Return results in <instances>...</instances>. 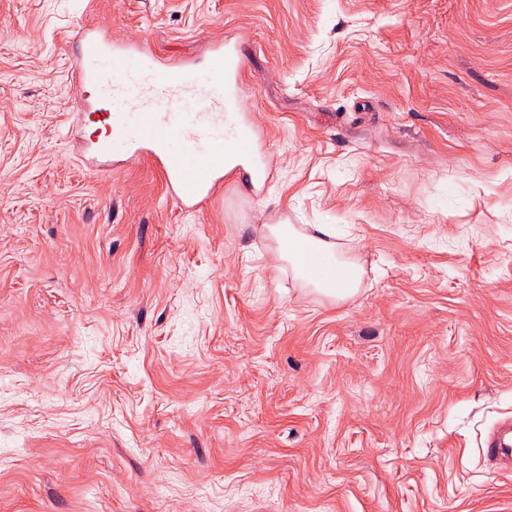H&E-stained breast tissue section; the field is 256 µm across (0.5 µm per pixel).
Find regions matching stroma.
Wrapping results in <instances>:
<instances>
[{"label": "stroma", "instance_id": "35a3bbf8", "mask_svg": "<svg viewBox=\"0 0 512 512\" xmlns=\"http://www.w3.org/2000/svg\"><path fill=\"white\" fill-rule=\"evenodd\" d=\"M83 25L239 39L275 160L189 213L79 155ZM329 225L335 300L269 228ZM512 0H0V512H512ZM479 446V453L484 456L490 465H495L499 461L507 460V471H511L512 419L507 418L494 424Z\"/></svg>", "mask_w": 512, "mask_h": 512}]
</instances>
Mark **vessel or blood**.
<instances>
[{
	"label": "vessel or blood",
	"instance_id": "obj_1",
	"mask_svg": "<svg viewBox=\"0 0 512 512\" xmlns=\"http://www.w3.org/2000/svg\"><path fill=\"white\" fill-rule=\"evenodd\" d=\"M74 80L89 89L82 114L97 115L104 135L84 143L101 163L120 165L138 145L160 166L169 193L193 212L222 196L224 179L245 178L252 194L269 179V163L254 131L233 115L243 59L237 42L215 41L206 67L171 63L142 43L109 39L93 25L76 35ZM489 464L512 465V419L498 421L480 443Z\"/></svg>",
	"mask_w": 512,
	"mask_h": 512
}]
</instances>
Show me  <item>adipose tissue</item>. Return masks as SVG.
I'll return each instance as SVG.
<instances>
[{"label":"adipose tissue","mask_w":512,"mask_h":512,"mask_svg":"<svg viewBox=\"0 0 512 512\" xmlns=\"http://www.w3.org/2000/svg\"><path fill=\"white\" fill-rule=\"evenodd\" d=\"M271 233L281 257L319 292L341 300L357 292L361 271L357 265L336 257L333 243L325 238V225H315L313 233L302 234L291 225L281 224L273 227Z\"/></svg>","instance_id":"1"}]
</instances>
